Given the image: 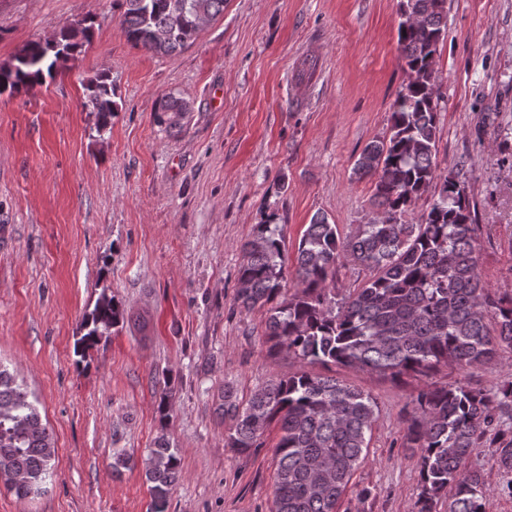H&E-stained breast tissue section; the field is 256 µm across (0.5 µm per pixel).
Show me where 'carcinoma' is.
Instances as JSON below:
<instances>
[{
	"label": "carcinoma",
	"instance_id": "carcinoma-1",
	"mask_svg": "<svg viewBox=\"0 0 512 512\" xmlns=\"http://www.w3.org/2000/svg\"><path fill=\"white\" fill-rule=\"evenodd\" d=\"M127 41L173 54L224 13V0H117ZM445 0H401L398 42L407 81L392 123L366 144L354 176L374 179L377 216L341 238L337 225L315 213L288 270L285 239L275 217L256 226L241 245L235 301L246 312L265 310L269 353L286 352L304 364L342 365L429 378L441 367L470 373L512 349V294L485 284L478 272L476 230L465 183L442 177L438 198L416 223L403 217L439 178L437 161V46L448 30ZM81 23L46 43L33 42L0 66V94L18 93L53 77L60 62L91 42ZM97 131L117 111L109 76L85 86ZM157 111L180 124L189 105L163 96ZM349 261L367 270L362 284L336 298V272ZM123 320L114 298L97 300L83 323L75 353L107 339ZM232 424L224 446L247 453L279 425L271 512H339L356 470L368 454L378 406L365 391L301 369L272 380L239 403L224 390ZM403 447L417 456V512H485L483 474L468 466L483 445L495 449L499 469L512 474V382L487 389L469 384L421 388L405 410ZM55 441L29 392L0 365V481L19 498L37 495L52 474ZM179 459L161 436L146 469L151 512H167Z\"/></svg>",
	"mask_w": 512,
	"mask_h": 512
}]
</instances>
